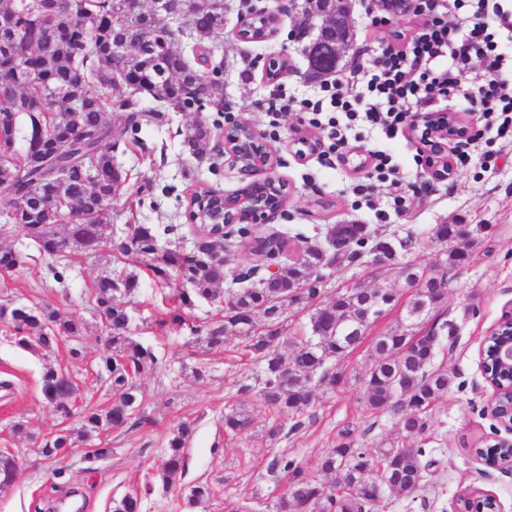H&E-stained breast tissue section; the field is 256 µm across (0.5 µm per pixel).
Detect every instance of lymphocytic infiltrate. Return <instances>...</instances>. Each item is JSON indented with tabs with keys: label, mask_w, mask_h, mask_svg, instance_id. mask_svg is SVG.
I'll list each match as a JSON object with an SVG mask.
<instances>
[{
	"label": "lymphocytic infiltrate",
	"mask_w": 512,
	"mask_h": 512,
	"mask_svg": "<svg viewBox=\"0 0 512 512\" xmlns=\"http://www.w3.org/2000/svg\"><path fill=\"white\" fill-rule=\"evenodd\" d=\"M415 16L413 28L391 31L396 48L324 85L319 99L274 94L266 108L270 126L278 127L282 114H302L326 132L329 144L320 157L330 167L348 137L335 117H324V106L392 137L435 101L456 96L465 111L481 114L484 159L492 161L494 144L512 145V46L495 38L496 28L512 29V15L501 13L496 0H416Z\"/></svg>",
	"instance_id": "obj_1"
}]
</instances>
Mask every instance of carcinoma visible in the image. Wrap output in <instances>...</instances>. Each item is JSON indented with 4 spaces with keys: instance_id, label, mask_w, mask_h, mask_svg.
<instances>
[{
    "instance_id": "carcinoma-1",
    "label": "carcinoma",
    "mask_w": 512,
    "mask_h": 512,
    "mask_svg": "<svg viewBox=\"0 0 512 512\" xmlns=\"http://www.w3.org/2000/svg\"><path fill=\"white\" fill-rule=\"evenodd\" d=\"M9 0L0 14H17L15 29H0V139L15 142L16 116L28 118L26 146L12 151L11 161L0 167V186L7 191V205L19 213V229L52 258L68 257L75 250L95 251L103 241V227L109 223L111 205L123 172L114 164L112 141L100 143L96 132L110 135L105 126L107 112L126 113L125 123L138 130L147 115L136 102L120 94V87L132 86L138 94L174 112H221L224 84L218 67L202 80L194 61L175 48L186 40L202 53L215 50L214 40L224 32V0H171V11L182 23L170 30L153 11V0L133 5L134 17H122L123 0ZM153 32L158 47L150 54L112 52V40L129 45ZM183 146L191 153H203L214 144L212 129L202 122L182 132ZM49 143L69 144L84 151L85 166L70 168L62 179H47L32 162ZM58 200L54 213L40 208V200ZM59 224L66 232L56 231ZM193 250H162L156 229L135 224L124 236L110 240L115 255H137L160 278L174 275L190 285L181 293L185 305L193 299L216 302L221 299L224 265L214 254L224 251L223 234L206 225L204 218L192 220ZM332 234L347 240L346 258L364 257L361 248L367 240L360 224H341ZM464 255L452 248L444 271L398 261V273L414 291L404 304L401 326L378 337L374 361L363 378L365 402L373 409H387L402 420L408 434H421L428 427L429 411L451 384L446 371L431 369L439 347L440 332L453 331L448 324L430 323L425 310L437 308L447 293V272L459 266ZM322 254L308 247L301 261L282 269L278 281H266L257 288H231L224 300V325L195 341L209 348L239 335L245 348L259 364V389L244 380L238 392H252L266 405L294 422L303 424L311 408L312 383L336 385L338 378L326 369L355 350L369 328L366 318L374 305L385 309L398 300L391 288L364 290L354 285L328 304L315 299L322 292ZM424 282L426 287L416 284ZM137 288L130 278L99 277L94 287L96 310L109 330L106 343L112 353L101 358L100 375L105 377L114 403L106 411L85 410L79 427L45 441L39 451L46 457L64 455L73 441L88 442L108 427H121L141 403L136 377L157 363L151 348L129 336V313L124 298ZM309 311L308 325L300 336L285 333L288 307ZM0 322L15 330V343L24 349L52 350L60 340L81 336L82 322L63 320L47 307L7 303L0 305ZM44 399L54 411L69 419L72 382L64 373L48 368L41 376ZM252 418L246 404L224 412V432L245 430ZM195 427L182 422L167 440L166 460L161 474L168 490L181 484L186 451ZM418 448H366L344 440L328 449L321 471L334 476L326 483L309 476L292 460L275 458L270 469L288 477V488L276 504L275 512H370L382 493L408 497L421 487L426 464ZM19 463L13 454H0V485L14 480ZM211 497L207 484L188 487L186 505L195 508ZM138 494L112 499V512H139Z\"/></svg>"
}]
</instances>
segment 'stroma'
I'll use <instances>...</instances> for the list:
<instances>
[{
  "label": "stroma",
  "instance_id": "1",
  "mask_svg": "<svg viewBox=\"0 0 512 512\" xmlns=\"http://www.w3.org/2000/svg\"><path fill=\"white\" fill-rule=\"evenodd\" d=\"M272 4L273 0L227 2L224 32L218 39L224 57L223 111L167 112L135 131L125 127L119 114H106L116 144L114 159L126 182L112 201L105 242L96 251L69 254L63 278L53 276L56 259L41 254L18 228L6 226L7 195L0 192V226L6 228L0 247L13 248L22 257L19 266L0 269V302L55 308L64 316L80 318L85 325L77 343L33 352L18 347L13 329L0 324V449L19 460L13 483L0 490V512H52L57 498L72 489L84 492L86 512H112L113 498L134 491L140 497V512H236L243 505L253 512H275L287 479L283 472L270 469L272 459L294 460L316 476L325 451L346 437L369 448L402 443L422 449L431 462L416 494L383 493L374 512H454L457 496L468 489L494 492L502 512H512V472L473 453L474 447L498 430L497 422L482 411L486 384L477 360L486 332L512 307V149L491 163L473 155L466 167L457 169L453 180L436 182L427 176L419 146L408 136L390 139L381 130L355 124L350 149L392 154L410 185L403 206L387 199L367 203L353 191L355 184L364 181L365 171L353 170L340 160L329 169L316 156L303 161L296 158L297 139L314 134L298 115L284 117L276 135L266 132L263 104L272 86L300 98L320 92L319 82L305 77L306 60L291 36L293 15H281L276 34L265 42L236 38L242 16ZM353 17L354 51L342 62L347 70L356 53L380 55L389 41L390 27L414 24L410 17L391 26L372 23L363 0H355ZM272 56L288 61L287 71L274 83L266 80L262 70L264 60ZM241 120L266 133L274 154L271 173L290 186L282 214L261 228L262 233L283 241L281 265L291 264L305 247H328L335 225L363 224L371 241L383 240L402 249L405 259L415 264L436 266L444 260L446 247L434 240V227L467 225V237L460 242L467 259L449 271L446 297L435 312L439 322L454 328L453 339L442 342L434 360L435 367L448 372L452 383L432 407L423 434L407 435L398 416L370 409L364 402L363 377L372 363L370 341L399 327L401 303L411 293L389 259L378 260L368 253L361 260L343 259L324 269L320 302L333 301L340 289L357 283L395 289L399 301L370 326L366 342L333 364L342 379L336 386L315 388L312 416L303 427L273 441L269 432L284 425V418L257 396L244 399L238 392L240 381L258 371L244 342L231 337L223 347L200 349L188 343L184 332L159 327L178 310L205 332L223 324L221 307L199 300L193 307L178 309L174 298L183 288L181 281L155 279L137 256L119 259L112 255L108 238L126 234L132 224L154 225L160 248L191 249L194 234L185 218L189 189L202 184L231 194L241 186L242 177L215 152L190 154L182 145V133L189 124L202 121L220 136L225 127ZM251 246V239L236 235L225 241V288L238 281L250 286L246 273L254 264ZM106 270L135 276L138 287L128 306L129 330L135 340L151 347L157 365L138 378L142 402L129 422L96 438V445L107 449L106 457L87 461L80 445L69 449L63 461L39 460L35 448L78 427L83 410H105L112 405V395L97 375V365L107 352L106 327L89 300L95 280ZM48 365L67 373L78 385L71 418H61L42 396L41 375ZM243 399L249 403L251 426L236 435L225 434V408ZM184 420L194 421L196 434L187 451L181 487L166 491L160 478L164 448L172 430ZM17 421L26 422L27 434L14 433L12 426ZM196 483L209 485L213 495L202 506L185 508V489Z\"/></svg>",
  "mask_w": 512,
  "mask_h": 512
}]
</instances>
